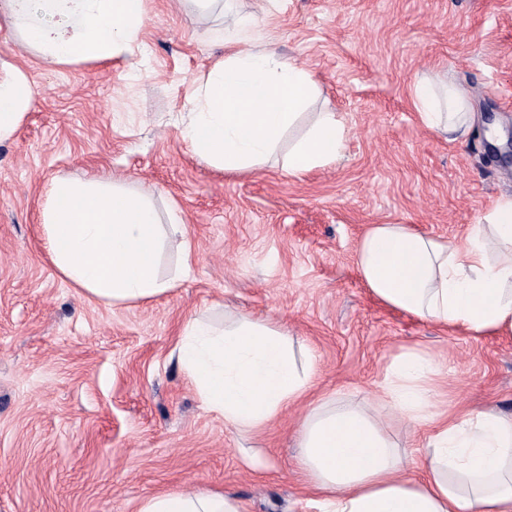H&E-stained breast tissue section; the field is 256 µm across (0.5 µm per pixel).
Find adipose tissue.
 <instances>
[{"label": "adipose tissue", "mask_w": 512, "mask_h": 512, "mask_svg": "<svg viewBox=\"0 0 512 512\" xmlns=\"http://www.w3.org/2000/svg\"><path fill=\"white\" fill-rule=\"evenodd\" d=\"M145 0H0V19L48 65L108 61L133 54ZM224 57L207 73L182 140L227 173L264 165L287 146L283 167L300 177L336 162L348 130L339 113L303 124L318 86L298 60L248 47V22H233ZM33 91L22 69L0 65V140L28 109ZM421 123L467 134L471 93L424 79L412 91ZM149 191L102 175L58 178L43 211L47 249L64 280L107 306L152 300L170 291L160 272L166 225ZM512 249V196L498 198L465 236L435 239L404 224H376L357 246L359 274L383 304L474 335L512 332V252L492 258L490 242ZM173 352L209 411L248 433L307 398L312 354L266 319L240 315L216 326L184 322ZM434 361L417 350L386 369L379 399L394 418L430 428L422 457L393 442L370 408L318 399L299 430L297 463L317 491L318 512H512V419L493 410L437 411ZM139 512H243L218 490L183 488L146 499Z\"/></svg>", "instance_id": "obj_1"}]
</instances>
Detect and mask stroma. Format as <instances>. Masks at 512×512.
<instances>
[{
    "label": "stroma",
    "instance_id": "35a3bbf8",
    "mask_svg": "<svg viewBox=\"0 0 512 512\" xmlns=\"http://www.w3.org/2000/svg\"><path fill=\"white\" fill-rule=\"evenodd\" d=\"M250 43L305 64L312 109L342 114L343 156L294 177L276 162L229 174L180 136L202 78L224 56L220 14L146 0L133 56L48 65L0 28V63L20 67L31 107L0 142V512H138L186 486L236 496L246 512H314L295 465L296 405L240 433L203 404L172 354L183 323L248 314L318 357V395L372 403L410 348L436 360L435 401L512 413V334L451 333L380 303L356 245L374 224L446 239L512 196V0H233ZM449 79L475 125L450 142L424 128L411 89ZM88 172L176 208L189 273L154 300L105 306L48 255L43 209L59 177Z\"/></svg>",
    "mask_w": 512,
    "mask_h": 512
}]
</instances>
